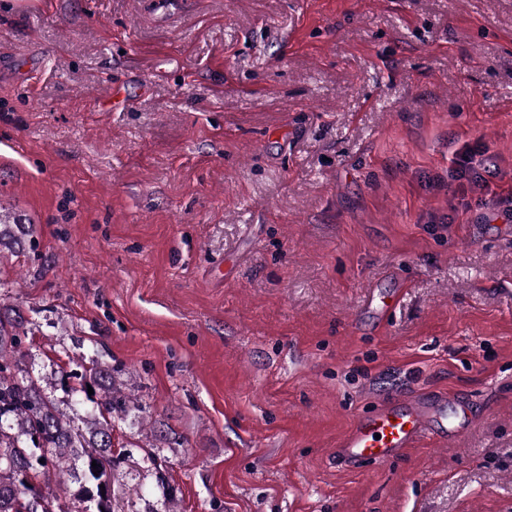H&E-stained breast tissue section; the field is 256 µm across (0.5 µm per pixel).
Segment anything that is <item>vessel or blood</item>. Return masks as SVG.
<instances>
[{"mask_svg":"<svg viewBox=\"0 0 512 512\" xmlns=\"http://www.w3.org/2000/svg\"><path fill=\"white\" fill-rule=\"evenodd\" d=\"M466 419L464 404H449L442 396L387 404L360 417L337 442L336 455L353 465L383 464L427 437L452 445Z\"/></svg>","mask_w":512,"mask_h":512,"instance_id":"obj_1","label":"vessel or blood"}]
</instances>
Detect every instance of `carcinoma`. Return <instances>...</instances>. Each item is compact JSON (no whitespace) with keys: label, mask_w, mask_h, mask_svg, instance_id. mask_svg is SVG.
I'll return each mask as SVG.
<instances>
[{"label":"carcinoma","mask_w":512,"mask_h":512,"mask_svg":"<svg viewBox=\"0 0 512 512\" xmlns=\"http://www.w3.org/2000/svg\"><path fill=\"white\" fill-rule=\"evenodd\" d=\"M28 244L31 225L0 213V247L19 254ZM33 326L19 307L0 305V512H68L50 490L54 475L78 483L85 512H112V419L126 412L112 369L90 358L74 374L79 385L65 389L70 414L63 413L23 364L22 338Z\"/></svg>","instance_id":"cac0c4a2"}]
</instances>
